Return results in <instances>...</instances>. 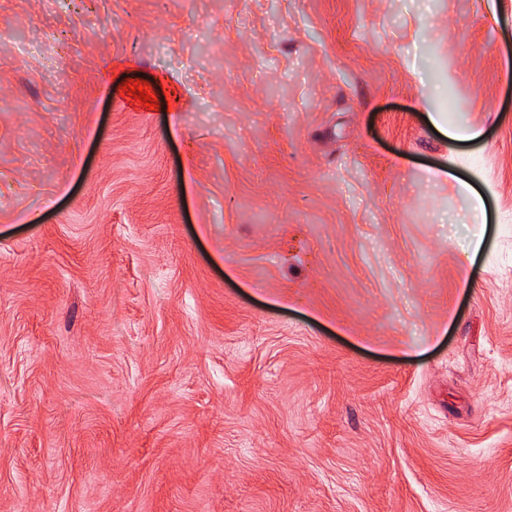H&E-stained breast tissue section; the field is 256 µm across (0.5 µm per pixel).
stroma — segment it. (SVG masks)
Instances as JSON below:
<instances>
[{"instance_id":"1","label":"stroma","mask_w":512,"mask_h":512,"mask_svg":"<svg viewBox=\"0 0 512 512\" xmlns=\"http://www.w3.org/2000/svg\"><path fill=\"white\" fill-rule=\"evenodd\" d=\"M0 512H512V0H0Z\"/></svg>"}]
</instances>
